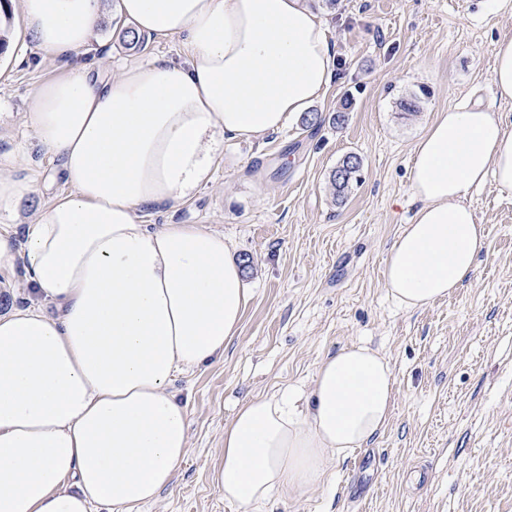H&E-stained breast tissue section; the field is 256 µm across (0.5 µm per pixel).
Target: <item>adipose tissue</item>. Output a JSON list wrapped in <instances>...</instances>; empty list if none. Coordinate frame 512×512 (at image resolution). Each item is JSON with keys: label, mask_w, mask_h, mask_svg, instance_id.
<instances>
[{"label": "adipose tissue", "mask_w": 512, "mask_h": 512, "mask_svg": "<svg viewBox=\"0 0 512 512\" xmlns=\"http://www.w3.org/2000/svg\"><path fill=\"white\" fill-rule=\"evenodd\" d=\"M11 2L53 56L92 52L113 13L182 49L37 88L28 119L70 190L22 237L0 235V271L23 262L35 297L0 315V512H135L191 447L173 378L222 359L251 300L223 233L142 212L192 197L225 140H264L320 101L333 54L310 0ZM489 179L512 194V127L481 105L436 113L413 150L419 207L384 260L400 308L471 279L488 241L466 198ZM394 403L390 361L354 343L321 360L307 394L243 402L213 474L225 504L263 512L318 490Z\"/></svg>", "instance_id": "adipose-tissue-1"}]
</instances>
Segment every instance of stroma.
I'll list each match as a JSON object with an SVG mask.
<instances>
[{"label":"stroma","mask_w":512,"mask_h":512,"mask_svg":"<svg viewBox=\"0 0 512 512\" xmlns=\"http://www.w3.org/2000/svg\"><path fill=\"white\" fill-rule=\"evenodd\" d=\"M335 53V80L315 111L343 109V128L303 130L293 118L260 142L229 141L213 179L176 206L146 209L147 224H206L249 262L252 298L223 359L178 376L191 452L173 485L140 512H232L212 475L224 426L244 400L308 390L321 359L351 343L391 362L397 398L384 434L336 464L331 487L273 499L264 512H512V195L493 183L467 202L490 249L457 294L399 308L383 260L412 216L415 143L435 112L479 102L512 126V101L491 84L494 44L512 37V0H315ZM0 54V166L37 192L0 215V233L24 224L70 187L37 143L27 112L35 90L68 69L25 38L11 14ZM126 21L106 18L87 62L105 72L181 59L178 42L126 46ZM427 88L418 112L398 102ZM361 181L335 201L330 174L348 154Z\"/></svg>","instance_id":"35a3bbf8"}]
</instances>
